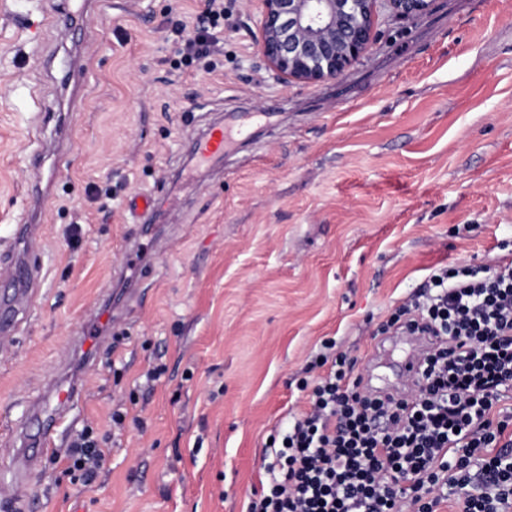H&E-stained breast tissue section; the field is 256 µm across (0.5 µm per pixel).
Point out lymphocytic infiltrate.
<instances>
[{"instance_id":"1","label":"lymphocytic infiltrate","mask_w":512,"mask_h":512,"mask_svg":"<svg viewBox=\"0 0 512 512\" xmlns=\"http://www.w3.org/2000/svg\"><path fill=\"white\" fill-rule=\"evenodd\" d=\"M435 336L414 389L382 397L323 342L301 380L309 408L272 435L247 512H438L453 490L466 512H512V264L484 276L435 270L386 330ZM107 450L92 427L69 445V470L92 486Z\"/></svg>"}]
</instances>
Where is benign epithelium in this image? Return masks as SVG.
<instances>
[{"label": "benign epithelium", "instance_id": "7a95c632", "mask_svg": "<svg viewBox=\"0 0 512 512\" xmlns=\"http://www.w3.org/2000/svg\"><path fill=\"white\" fill-rule=\"evenodd\" d=\"M432 0H259V48L285 82H330L373 40L378 5L397 16L426 11Z\"/></svg>", "mask_w": 512, "mask_h": 512}]
</instances>
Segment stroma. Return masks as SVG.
Returning a JSON list of instances; mask_svg holds the SVG:
<instances>
[{
	"label": "stroma",
	"mask_w": 512,
	"mask_h": 512,
	"mask_svg": "<svg viewBox=\"0 0 512 512\" xmlns=\"http://www.w3.org/2000/svg\"><path fill=\"white\" fill-rule=\"evenodd\" d=\"M204 8L102 0L79 42L43 23L47 0H0V251L16 225L43 227L33 315L0 346V465L63 358L83 390L0 512H246L323 340L365 383L396 381L403 351L371 360L377 331L431 271L512 261V0L379 9L367 51L325 84L265 65L256 0H224L209 54L182 65ZM83 84L65 129L38 121L33 91ZM232 113L256 120L195 167L188 142ZM37 154L58 169L42 211L25 193ZM138 195L158 201L145 289L92 366L71 341L112 292ZM89 422L110 452L84 487L63 445Z\"/></svg>",
	"instance_id": "stroma-1"
}]
</instances>
